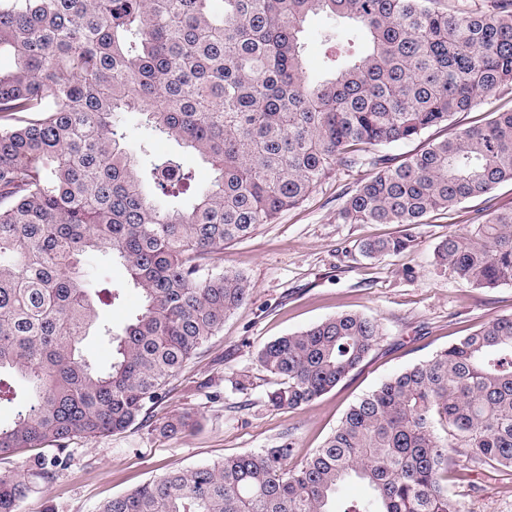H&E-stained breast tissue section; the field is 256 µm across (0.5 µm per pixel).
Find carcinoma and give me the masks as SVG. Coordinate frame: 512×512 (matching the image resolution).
Returning <instances> with one entry per match:
<instances>
[{"label":"carcinoma","instance_id":"1","mask_svg":"<svg viewBox=\"0 0 512 512\" xmlns=\"http://www.w3.org/2000/svg\"><path fill=\"white\" fill-rule=\"evenodd\" d=\"M336 55L309 67L312 15ZM362 41L364 54L350 52ZM0 455L63 451L127 431L250 295L239 273L208 271L224 245L305 200L339 169L375 173L345 193L346 224H400L369 257L415 244L434 212L512 181V110L429 143L398 165L379 147L448 123L512 82V0H0ZM136 112L179 151L133 150L114 116ZM213 178L195 185V164ZM112 256L142 306L123 328L100 310L122 289L83 261ZM478 288L512 283V209L434 250ZM88 336L112 346L95 364ZM384 336L358 313L264 344L256 362L299 408L356 370ZM190 414L163 418L175 436ZM293 442L173 470L100 512H460L448 468L512 469V317L482 326L381 382L321 448L290 467ZM30 491L0 476V512Z\"/></svg>","mask_w":512,"mask_h":512}]
</instances>
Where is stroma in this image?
Listing matches in <instances>:
<instances>
[{"mask_svg":"<svg viewBox=\"0 0 512 512\" xmlns=\"http://www.w3.org/2000/svg\"><path fill=\"white\" fill-rule=\"evenodd\" d=\"M512 108V85L494 104L478 103L451 123L421 137L385 147L404 158L459 128L484 123L492 106ZM372 174L370 167L338 170L309 198L261 225L248 239L227 244L222 267L243 274L249 300L229 314L196 357L148 405L124 433L76 440L48 482L35 481L22 512H98L112 497L127 494L174 469L222 460L292 438L300 463L320 448L349 409L391 375L430 358L493 319L512 315V284L474 288L456 279L434 258L436 245L470 229L492 209H512V181L474 197L453 211L423 219L416 244L404 253L364 256L362 242L401 234L397 224H346L341 198ZM357 312L384 330L380 345L331 392L297 409L267 402L278 380L255 362L257 350L278 337L325 318ZM251 386L231 387L239 375ZM188 412L194 427L171 438L155 430L158 420ZM448 496L460 512H512V471H481L459 460L448 474Z\"/></svg>","mask_w":512,"mask_h":512,"instance_id":"1","label":"stroma"}]
</instances>
